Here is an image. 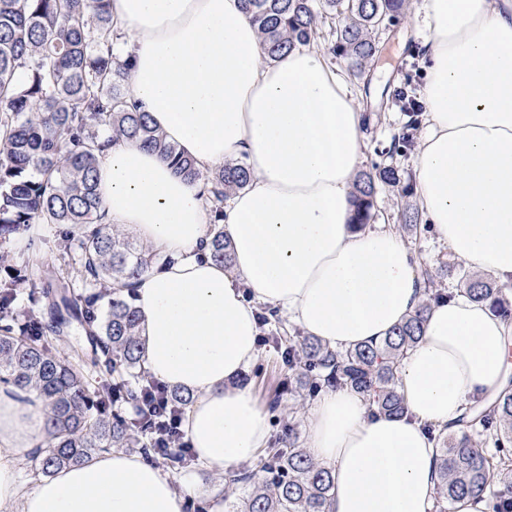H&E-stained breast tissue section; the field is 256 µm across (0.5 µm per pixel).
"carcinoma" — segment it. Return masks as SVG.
I'll use <instances>...</instances> for the list:
<instances>
[{
    "mask_svg": "<svg viewBox=\"0 0 512 512\" xmlns=\"http://www.w3.org/2000/svg\"><path fill=\"white\" fill-rule=\"evenodd\" d=\"M110 0H0V234L25 224L81 226L100 220L96 172L98 127L110 130L108 141L132 140L156 150L174 172L190 181H206L213 218L211 255L228 267L232 256L223 229L224 200L244 189L250 171L243 161L226 162L202 176L193 159L180 152L152 125L147 112L128 101L125 88L130 64L113 53L123 38L112 20ZM406 0H245L267 63L324 39L327 53L360 75L379 52L380 28L404 15ZM327 30H322V25ZM408 120L395 150L413 146L419 124L415 99L401 95ZM413 182L397 168L384 166L356 181L351 203L359 227L373 217L377 186ZM88 288L74 295L48 276L29 282L38 309L18 318L13 303L22 270L0 278V384L39 391L45 402L47 430L29 453L36 472L51 477L95 452L126 449L178 473L191 466L187 451L163 446L157 434L154 379L143 367L140 314L130 281L152 270V251L120 231L98 229L81 243ZM420 278L426 299L379 344L335 350L313 336L279 326L265 337L285 359L288 377L279 397L295 381L303 400L323 389L347 388L369 407L389 417L406 412L399 392L400 368L407 352L422 338L431 306L449 297L436 275ZM463 291L486 301L496 314L512 318L501 302V289L467 272ZM112 290L101 312V288ZM74 318L84 326L96 363L103 368L92 388L83 368L61 355V331ZM140 402L128 420L113 409L118 398ZM167 406L181 414L193 394L170 389ZM456 431H439L440 484L435 512H448L468 497L487 501L492 512H512V385L487 401L468 406ZM493 442L488 453L481 441ZM248 487L235 496L238 486ZM334 484L329 471L300 445L293 422L262 449L252 466L224 478V512H326Z\"/></svg>",
    "mask_w": 512,
    "mask_h": 512,
    "instance_id": "1",
    "label": "carcinoma"
}]
</instances>
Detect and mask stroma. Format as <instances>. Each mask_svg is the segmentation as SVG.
Returning a JSON list of instances; mask_svg holds the SVG:
<instances>
[{
	"mask_svg": "<svg viewBox=\"0 0 512 512\" xmlns=\"http://www.w3.org/2000/svg\"><path fill=\"white\" fill-rule=\"evenodd\" d=\"M420 0H408L404 17L380 34V52L372 64L367 79L355 80L356 90L365 91L371 103L365 124V143L361 173L373 172L375 166L392 165L413 172L415 150L391 151L394 134L406 117L391 102L392 94L407 88L411 95L421 96L427 82L423 57L427 31L417 16ZM414 196H402L397 189L384 186L375 199V218L371 228L400 229L402 239L420 257L424 266L437 267L448 261V251L436 239L433 230L412 232L401 230L399 214L402 205L414 204ZM85 231L67 232L65 226L51 225L48 233L39 234L26 226L0 238V254L7 256L10 266L21 269L32 278H41L48 267L59 269L71 290L82 292L84 284L79 273L80 244ZM252 377L250 389L260 409L270 419L295 415L304 421L306 409L298 391L283 393L278 406H270L269 396L278 385L281 367L272 348L261 347L258 361L248 370Z\"/></svg>",
	"mask_w": 512,
	"mask_h": 512,
	"instance_id": "stroma-1",
	"label": "stroma"
}]
</instances>
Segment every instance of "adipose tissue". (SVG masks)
Returning a JSON list of instances; mask_svg holds the SVG:
<instances>
[{
  "label": "adipose tissue",
  "mask_w": 512,
  "mask_h": 512,
  "mask_svg": "<svg viewBox=\"0 0 512 512\" xmlns=\"http://www.w3.org/2000/svg\"><path fill=\"white\" fill-rule=\"evenodd\" d=\"M126 33L127 96L207 172L245 158L251 179L224 203L231 268L209 257L202 181L121 141L100 157L102 223L164 258L134 283L145 368L190 391L185 439L224 474L267 447L269 417L237 377L258 359V305L336 350L380 342L423 299L413 250L351 222L365 148L355 93L320 48L262 60L243 0H110ZM428 31L425 131L416 201L465 268L512 288V0H422ZM512 319L460 291L431 308L400 372L408 409L370 412L347 389L309 407L306 448L335 490L328 512H435L438 450L426 425H452L512 380ZM41 396L0 386V512H184L173 478L140 455L90 456L26 488L42 440Z\"/></svg>",
  "instance_id": "adipose-tissue-1"
}]
</instances>
